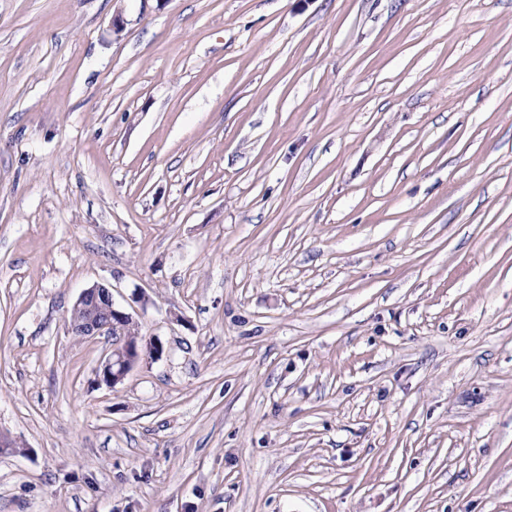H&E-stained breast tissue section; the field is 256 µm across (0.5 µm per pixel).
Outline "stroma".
<instances>
[{"label": "stroma", "mask_w": 512, "mask_h": 512, "mask_svg": "<svg viewBox=\"0 0 512 512\" xmlns=\"http://www.w3.org/2000/svg\"><path fill=\"white\" fill-rule=\"evenodd\" d=\"M0 431V512H512V0H0ZM81 314L80 320L70 325L68 331L85 339L96 336H112V333L130 325H137L132 312L117 305L112 287L105 283H94L84 289L73 305ZM139 346L133 348L130 338L122 343L112 344L111 351L100 362L98 368V381L107 388H115L122 383L128 373L136 366L159 360L163 354V346L158 339L138 337Z\"/></svg>", "instance_id": "obj_1"}]
</instances>
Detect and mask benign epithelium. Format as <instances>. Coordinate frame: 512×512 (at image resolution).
Masks as SVG:
<instances>
[{"label": "benign epithelium", "mask_w": 512, "mask_h": 512, "mask_svg": "<svg viewBox=\"0 0 512 512\" xmlns=\"http://www.w3.org/2000/svg\"><path fill=\"white\" fill-rule=\"evenodd\" d=\"M81 314L80 320L68 326V331L84 338L110 336L130 325L137 324L133 313L115 303L112 287L105 283H95L84 289L73 305ZM139 346L132 347L130 338L112 345L111 351L100 362L98 381L115 388L122 383L136 366L160 359L163 346L152 337H138Z\"/></svg>", "instance_id": "7a95c632"}]
</instances>
